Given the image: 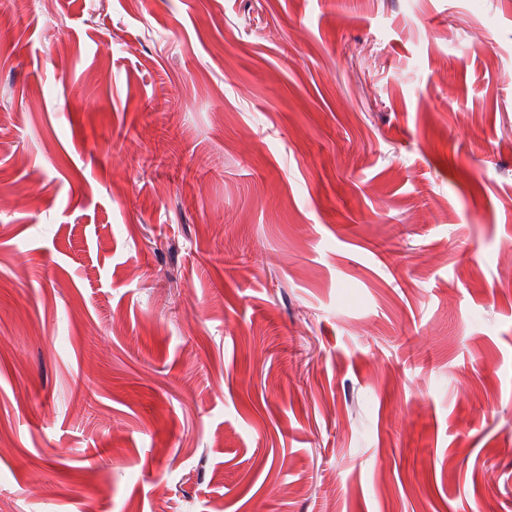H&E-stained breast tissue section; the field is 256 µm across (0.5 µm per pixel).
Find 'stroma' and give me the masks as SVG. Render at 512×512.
Instances as JSON below:
<instances>
[{
	"label": "stroma",
	"mask_w": 512,
	"mask_h": 512,
	"mask_svg": "<svg viewBox=\"0 0 512 512\" xmlns=\"http://www.w3.org/2000/svg\"><path fill=\"white\" fill-rule=\"evenodd\" d=\"M0 9V512H512V0Z\"/></svg>",
	"instance_id": "obj_1"
}]
</instances>
